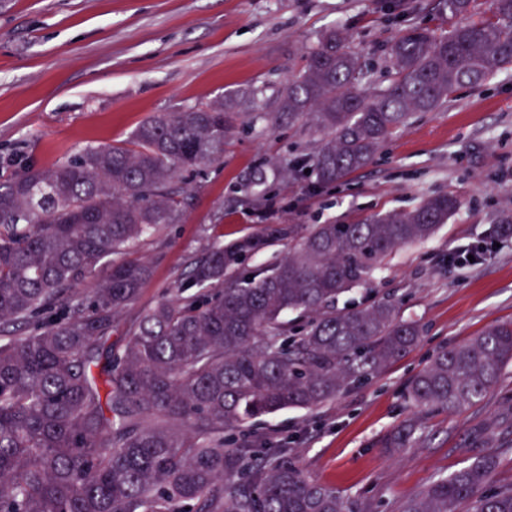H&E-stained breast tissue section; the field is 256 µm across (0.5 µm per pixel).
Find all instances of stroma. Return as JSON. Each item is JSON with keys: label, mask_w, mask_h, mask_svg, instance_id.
<instances>
[{"label": "stroma", "mask_w": 512, "mask_h": 512, "mask_svg": "<svg viewBox=\"0 0 512 512\" xmlns=\"http://www.w3.org/2000/svg\"><path fill=\"white\" fill-rule=\"evenodd\" d=\"M436 0H0V175L50 166L90 144L126 140L145 119L197 107L227 92L257 90L270 112L305 49L336 28L364 61L367 91L391 80L389 46L408 28L441 31ZM321 143L309 122L258 121L224 145L223 164L191 174L180 223L162 226L133 255L150 269L112 334L126 330L196 259L264 224H351L452 194L459 210L429 240L399 248L336 306L395 301L422 325L417 347L376 377L314 412L285 410L260 425L287 443L304 475L333 488L355 512H401L433 480L476 458L496 462L493 481L512 487V367L480 403L460 414L422 412L405 400L410 378L439 348L512 321V236L477 264L457 263L461 244L487 243L512 219V70L462 86L431 112L415 113L374 160L342 182L316 185L288 170ZM267 178L263 200L248 190ZM415 442L389 448L402 421ZM490 434L474 441V431Z\"/></svg>", "instance_id": "obj_1"}]
</instances>
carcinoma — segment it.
<instances>
[{"label": "carcinoma", "instance_id": "1", "mask_svg": "<svg viewBox=\"0 0 512 512\" xmlns=\"http://www.w3.org/2000/svg\"><path fill=\"white\" fill-rule=\"evenodd\" d=\"M448 32L412 28L390 47V86L361 93L364 66L344 35L322 32L279 93V123L312 116L323 133L310 174L341 182L368 165L416 112L512 68V0H439ZM257 91L145 119L121 144L0 179V512H353L309 480L286 448H260L261 420L316 411L406 356L423 335L378 301L336 308L400 247L430 239L459 207L449 195L355 224H311L288 257L252 269L295 239L265 224L195 262L174 298L147 309L119 350L112 331L149 267L128 258L181 221L179 180L224 158V140L261 118ZM106 274L98 276L101 268ZM95 279L84 298L69 295ZM192 294H186L191 288ZM512 364V322L439 349L411 379L422 411L461 412ZM402 424L386 442L404 448ZM478 459L430 483L402 512H512V490Z\"/></svg>", "mask_w": 512, "mask_h": 512}]
</instances>
